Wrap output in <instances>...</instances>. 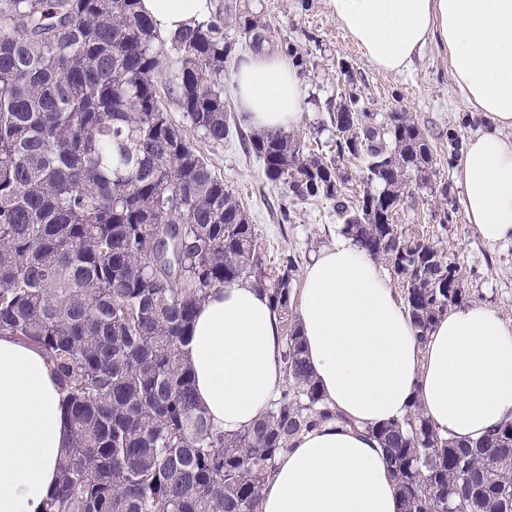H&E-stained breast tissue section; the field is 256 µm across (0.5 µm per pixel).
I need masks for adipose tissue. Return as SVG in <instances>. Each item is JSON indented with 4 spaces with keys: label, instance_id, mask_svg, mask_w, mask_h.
<instances>
[{
    "label": "adipose tissue",
    "instance_id": "adipose-tissue-1",
    "mask_svg": "<svg viewBox=\"0 0 512 512\" xmlns=\"http://www.w3.org/2000/svg\"><path fill=\"white\" fill-rule=\"evenodd\" d=\"M378 71L400 73L434 49L490 126L469 137L455 169L470 224L490 245L512 242V0H327ZM169 36L208 21L213 0H141ZM257 130L298 127L304 105L288 56L243 55L232 73ZM307 361L340 421L300 435L266 480L261 512H400L372 426L413 403L458 441L512 421V327L484 305L449 309L426 342L377 262L337 236L307 264L296 294ZM187 355L214 426L252 425L284 386L282 325L248 284L215 290L196 313ZM70 422L53 366L37 346L0 333V512H44Z\"/></svg>",
    "mask_w": 512,
    "mask_h": 512
}]
</instances>
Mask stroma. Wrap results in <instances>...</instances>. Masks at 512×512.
<instances>
[{
    "label": "stroma",
    "instance_id": "obj_1",
    "mask_svg": "<svg viewBox=\"0 0 512 512\" xmlns=\"http://www.w3.org/2000/svg\"><path fill=\"white\" fill-rule=\"evenodd\" d=\"M240 8L257 13L270 27L274 39H287L312 52L301 82L309 104L292 135L313 149H325L333 137L326 104L336 101L346 76H353L368 111L383 118L393 112L411 115L434 146L438 181L448 193L460 197L454 171L448 166V134L459 139L485 129L484 118L460 97L448 74L447 60L428 51L423 60L402 74L376 71L332 17L327 0H237ZM349 75H341L340 65ZM214 173L231 186L254 224L263 257L276 265L281 253L293 252L300 265L340 232L330 202L315 200L291 205L283 187L267 180L259 160L244 150L239 138L223 143L198 145ZM293 208V222H284L281 212ZM429 189H414L397 223L405 233H424L439 240L449 261L458 268L465 303H481L494 309L512 326V243L488 247L468 224L464 211L452 222L439 224Z\"/></svg>",
    "mask_w": 512,
    "mask_h": 512
}]
</instances>
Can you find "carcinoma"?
I'll list each match as a JSON object with an SVG mask.
<instances>
[{"label": "carcinoma", "instance_id": "cac0c4a2", "mask_svg": "<svg viewBox=\"0 0 512 512\" xmlns=\"http://www.w3.org/2000/svg\"><path fill=\"white\" fill-rule=\"evenodd\" d=\"M140 2L0 0V332L49 355L72 422L45 512H258L278 457L340 417L292 313L297 256L266 272L243 204L163 106L159 77L175 51L168 93L197 136L220 144L233 125L225 29L254 52L270 36L253 12L214 0L209 23L166 38ZM280 50L301 70L310 61L286 39ZM327 112L329 156L281 130L253 132L244 148L292 201L334 203L341 232L401 280L423 338L463 301L443 249L395 224L410 175L432 185V145L406 112L378 122L352 80ZM347 158L366 173L356 195ZM433 195L439 223L452 221L448 187ZM239 283L265 293L282 322L288 383L257 422L226 434L196 400L185 348L200 306ZM370 431L401 512H512V422L459 444L416 406Z\"/></svg>", "mask_w": 512, "mask_h": 512}]
</instances>
